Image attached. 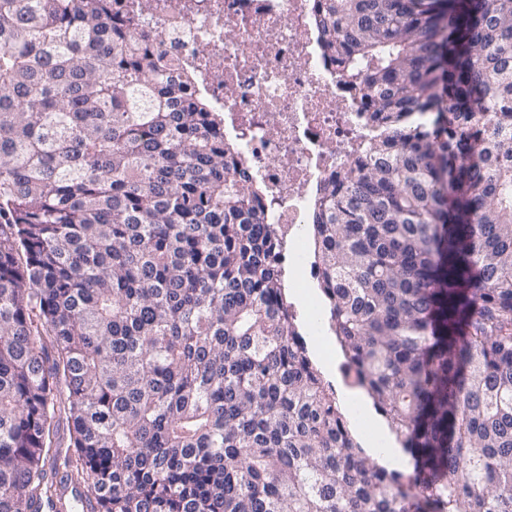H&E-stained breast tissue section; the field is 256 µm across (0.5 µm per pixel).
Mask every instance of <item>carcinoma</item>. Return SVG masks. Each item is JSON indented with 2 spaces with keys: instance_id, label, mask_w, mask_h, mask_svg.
Segmentation results:
<instances>
[{
  "instance_id": "carcinoma-1",
  "label": "carcinoma",
  "mask_w": 512,
  "mask_h": 512,
  "mask_svg": "<svg viewBox=\"0 0 512 512\" xmlns=\"http://www.w3.org/2000/svg\"><path fill=\"white\" fill-rule=\"evenodd\" d=\"M112 0H0V512H512V0H323L366 91L319 188L346 374L416 467L354 439L224 115ZM72 454H61V421ZM79 501L78 489L71 483H55L48 501L37 508L39 512H67L72 502Z\"/></svg>"
}]
</instances>
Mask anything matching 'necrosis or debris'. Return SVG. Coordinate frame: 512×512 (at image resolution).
Instances as JSON below:
<instances>
[{
	"label": "necrosis or debris",
	"mask_w": 512,
	"mask_h": 512,
	"mask_svg": "<svg viewBox=\"0 0 512 512\" xmlns=\"http://www.w3.org/2000/svg\"><path fill=\"white\" fill-rule=\"evenodd\" d=\"M320 0H151L136 35L164 63L194 76V88L224 114L263 188L282 257L304 264L313 193L352 164L371 129L362 90L345 85L323 55Z\"/></svg>",
	"instance_id": "obj_1"
}]
</instances>
